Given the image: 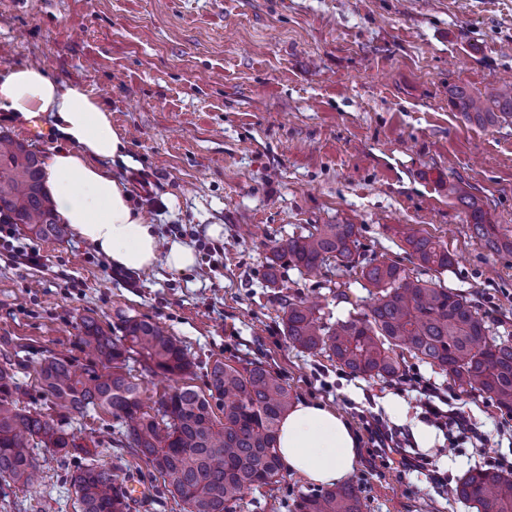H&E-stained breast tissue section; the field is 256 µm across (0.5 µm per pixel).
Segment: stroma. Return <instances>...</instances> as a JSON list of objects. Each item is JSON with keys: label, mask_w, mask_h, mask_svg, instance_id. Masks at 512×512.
Here are the masks:
<instances>
[{"label": "stroma", "mask_w": 512, "mask_h": 512, "mask_svg": "<svg viewBox=\"0 0 512 512\" xmlns=\"http://www.w3.org/2000/svg\"><path fill=\"white\" fill-rule=\"evenodd\" d=\"M35 63L51 77L99 97L127 141L109 168L164 240L196 250L195 266L131 272L112 267L76 232L46 242L20 236L40 253L32 264L0 246V351L18 352L21 383L35 391L44 356L79 362L81 319L117 330L121 316L147 317L184 342L196 359L185 381L203 386L215 357L261 361L296 402L335 409L358 440L350 481L363 512H471L454 495L402 476L369 447L358 418L370 410L415 431L417 394L401 382L352 375L323 354L285 340L280 305L263 280L266 242L307 224H354L362 251L405 261L409 230L439 239L457 256L442 284L468 295L492 328L512 341V253L475 239L449 185L474 197L512 235V123L478 126L449 101L512 80V0H0V71ZM288 295L318 300L327 317L367 309L355 272L282 270ZM347 284L349 301L337 300ZM408 372L432 382L469 413L483 447L435 432L430 448L456 483L472 467L512 464V429L487 395L460 392L448 376L409 359ZM98 441V460L122 455L108 414L75 420ZM39 486L9 494L0 512H77L61 465L40 452ZM314 485L294 472L250 490L237 512H294Z\"/></svg>", "instance_id": "35a3bbf8"}]
</instances>
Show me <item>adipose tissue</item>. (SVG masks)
Returning a JSON list of instances; mask_svg holds the SVG:
<instances>
[{"mask_svg": "<svg viewBox=\"0 0 512 512\" xmlns=\"http://www.w3.org/2000/svg\"><path fill=\"white\" fill-rule=\"evenodd\" d=\"M1 110L22 120L50 113L64 141L45 163L57 214L113 266L148 270L161 263L182 271L195 264L189 243L179 240L161 247L154 225L108 170V162L123 157L127 144L100 98L26 64L0 72ZM277 451L287 470L311 483L333 486L352 472L357 439L336 411L302 402L282 418Z\"/></svg>", "mask_w": 512, "mask_h": 512, "instance_id": "ef3b65f1", "label": "adipose tissue"}]
</instances>
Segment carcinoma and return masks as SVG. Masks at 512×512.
I'll use <instances>...</instances> for the list:
<instances>
[{
	"label": "carcinoma",
	"mask_w": 512,
	"mask_h": 512,
	"mask_svg": "<svg viewBox=\"0 0 512 512\" xmlns=\"http://www.w3.org/2000/svg\"><path fill=\"white\" fill-rule=\"evenodd\" d=\"M450 101L478 125L512 121V85L475 95L464 86ZM470 212L474 237L492 250L512 253L497 225L472 197L449 188ZM21 224L35 238L63 240L66 225L43 184L42 161L25 143L0 135V221ZM355 224H309L286 240L270 242L264 280L282 288L280 270L288 264L308 275L325 269L357 270L370 288L372 303L329 323L322 308L279 295L283 333L293 347L324 353L356 376L400 378L406 356L438 368L463 392L479 391L512 413V343L486 342L489 324L462 293L424 280L395 261L360 252ZM405 242L417 266L443 272L453 265L448 248L430 235L412 232ZM81 344L92 358L50 355L36 370L38 391L53 399L56 415L44 413L16 378L12 355H0V481L17 489L32 487L41 468L35 450L53 448L62 458L81 456L71 477L81 512H132L133 479L122 459L106 466L78 442L64 423L101 410L119 421L126 447L149 467L151 487L174 497L200 499L206 512H235L246 491L281 482L278 426L292 406L288 385L265 365H240L217 358L206 366L205 389L173 386L146 410L145 394L130 361L143 371L176 381L196 362L187 346L157 323L122 320V335L111 336L93 317L81 321ZM457 499L477 512H512V472L475 468L455 487ZM297 512H363L354 486L341 484L302 493Z\"/></svg>",
	"instance_id": "1"
}]
</instances>
